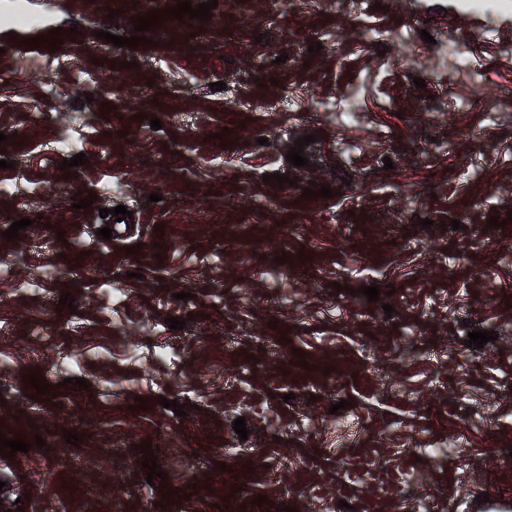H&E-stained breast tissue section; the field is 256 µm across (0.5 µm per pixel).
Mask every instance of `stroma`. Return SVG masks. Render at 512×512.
Instances as JSON below:
<instances>
[{
  "label": "stroma",
  "instance_id": "stroma-1",
  "mask_svg": "<svg viewBox=\"0 0 512 512\" xmlns=\"http://www.w3.org/2000/svg\"><path fill=\"white\" fill-rule=\"evenodd\" d=\"M25 7L39 28L0 30V181L25 177L34 193L0 196V213L32 225L10 242L0 223V257L17 279L56 277L38 293L0 287V434L31 445L0 455V507L220 512L238 497L229 471L250 486L244 512H481L485 492L512 497V10L218 0L207 22L171 18L128 48L96 33L133 36L152 0ZM57 27L59 51L25 46ZM372 29L405 36L401 53L369 45ZM439 29L452 34L444 57L421 37ZM62 54L73 69L57 71ZM108 72L116 91L98 81ZM51 81L91 95L80 130L66 96L29 110ZM219 81L240 87L236 107ZM286 88L311 118L272 108ZM309 134L308 163L293 166ZM73 135L86 155L73 170L33 148ZM275 173L294 185L264 182ZM81 191L97 199L73 208ZM132 197L130 235L99 237L100 209ZM372 285L373 302L359 292ZM170 316L184 328L164 327ZM472 330L496 338L475 349ZM63 353L70 383L35 395L27 371Z\"/></svg>",
  "mask_w": 512,
  "mask_h": 512
}]
</instances>
